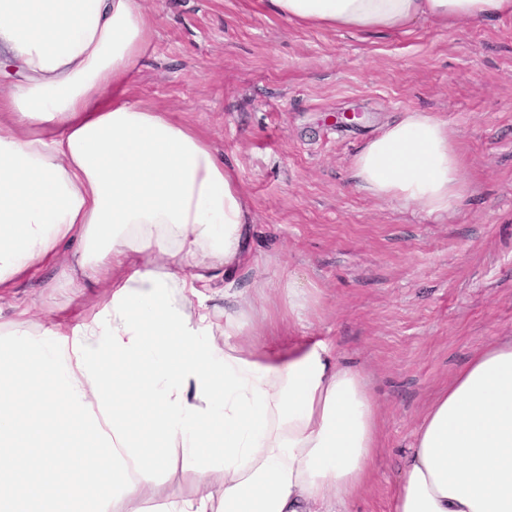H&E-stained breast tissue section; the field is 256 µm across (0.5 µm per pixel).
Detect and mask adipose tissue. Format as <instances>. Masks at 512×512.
<instances>
[{
    "label": "adipose tissue",
    "mask_w": 512,
    "mask_h": 512,
    "mask_svg": "<svg viewBox=\"0 0 512 512\" xmlns=\"http://www.w3.org/2000/svg\"><path fill=\"white\" fill-rule=\"evenodd\" d=\"M290 24L410 32L512 17V0H264ZM142 0H0V296L68 255L100 306L0 346V512H147L167 449L204 481L158 512H342L379 454L364 374L319 340L267 351L250 307L209 305L251 261L252 203L191 125L128 94ZM361 189L429 215L467 184L446 122L409 110L355 155ZM393 512H512V336L420 418ZM209 297L208 303L215 305L220 309H227L234 311L237 308L238 301L240 300L239 295L235 297H229L224 299V279L223 277H216L212 282V288L206 291Z\"/></svg>",
    "instance_id": "1"
}]
</instances>
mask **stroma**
Returning <instances> with one entry per match:
<instances>
[{
	"instance_id": "35a3bbf8",
	"label": "stroma",
	"mask_w": 512,
	"mask_h": 512,
	"mask_svg": "<svg viewBox=\"0 0 512 512\" xmlns=\"http://www.w3.org/2000/svg\"><path fill=\"white\" fill-rule=\"evenodd\" d=\"M146 6L155 33L132 97L208 137L254 206L261 273L241 271L229 298L216 277L209 302L232 311L253 298L270 347L329 341L364 371L382 450L346 509L391 512L422 414L475 352L512 334V18L370 35L295 27L260 0ZM406 110L445 121L464 159L467 192L439 220L372 198L353 175L359 149ZM287 274L312 293L293 321ZM100 294L43 269L0 302V341L19 310L43 325L75 321ZM168 455L149 502L193 490L180 449Z\"/></svg>"
}]
</instances>
